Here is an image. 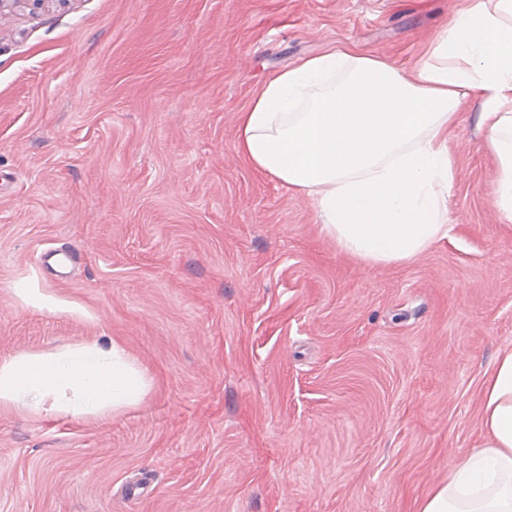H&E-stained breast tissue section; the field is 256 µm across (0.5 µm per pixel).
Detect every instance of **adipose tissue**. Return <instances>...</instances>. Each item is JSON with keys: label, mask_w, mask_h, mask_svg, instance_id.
<instances>
[{"label": "adipose tissue", "mask_w": 512, "mask_h": 512, "mask_svg": "<svg viewBox=\"0 0 512 512\" xmlns=\"http://www.w3.org/2000/svg\"><path fill=\"white\" fill-rule=\"evenodd\" d=\"M478 107L494 204L512 224V0H458L413 75L331 49L264 82L238 116L236 149L260 174L313 199L321 233L370 266L411 262L447 239L456 161L448 129ZM151 388L123 347L81 344L0 361V408L76 418L140 403ZM482 439L418 512H512V347L483 381Z\"/></svg>", "instance_id": "1"}]
</instances>
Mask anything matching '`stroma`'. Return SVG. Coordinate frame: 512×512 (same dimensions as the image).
Listing matches in <instances>:
<instances>
[{
	"instance_id": "1",
	"label": "stroma",
	"mask_w": 512,
	"mask_h": 512,
	"mask_svg": "<svg viewBox=\"0 0 512 512\" xmlns=\"http://www.w3.org/2000/svg\"><path fill=\"white\" fill-rule=\"evenodd\" d=\"M456 0H51L0 21V361L119 343L125 411L0 409V512H416L481 438L512 230L463 102L447 240L373 267L236 150L277 72L411 71ZM71 255L67 272L34 265ZM31 283L72 311L15 294Z\"/></svg>"
}]
</instances>
